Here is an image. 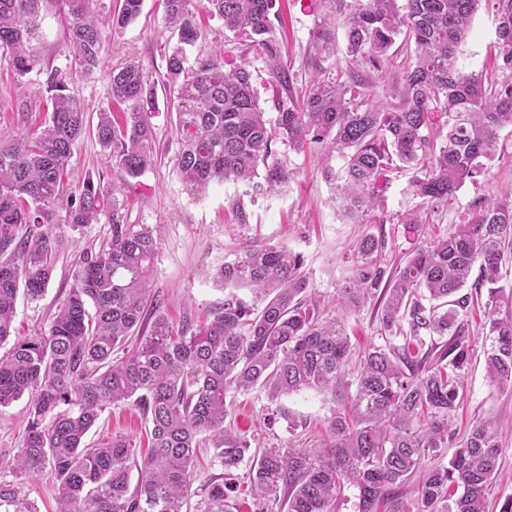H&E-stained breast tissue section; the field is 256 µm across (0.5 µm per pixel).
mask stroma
I'll return each mask as SVG.
<instances>
[{"instance_id": "35a3bbf8", "label": "stroma", "mask_w": 512, "mask_h": 512, "mask_svg": "<svg viewBox=\"0 0 512 512\" xmlns=\"http://www.w3.org/2000/svg\"><path fill=\"white\" fill-rule=\"evenodd\" d=\"M329 11L328 0H280L278 4V15L273 21L274 39L283 63L290 69L294 88H302L320 71L331 70L336 64L335 56L324 52L318 39L317 25ZM201 24L204 37L198 41V49L222 43L224 65L228 68L240 60H248L259 105L267 114H274L276 103L285 100L287 93L270 84L264 55L245 38L225 31L218 18L202 15ZM67 25V16L58 0H44L37 38L42 65L45 70L67 71L73 95L89 112H98L109 101L105 70L88 76L72 64L62 46ZM105 36L107 67L119 64L128 55H136L156 89L147 120L155 134L158 160L153 168L131 180L123 191V199L128 223L147 224L160 232L153 288L163 301L161 314L174 329L197 323L223 301V290L211 278L218 266L252 246L266 243L283 242L302 253L313 292L322 300L327 316H335L337 293L353 275L352 246L358 237L366 233L385 237L387 259L405 257L423 244L430 232H445L474 201L495 196L501 186L512 182V132L505 130L501 138L507 149L506 156L493 163L489 175L480 184L462 187L452 209L436 215L430 228L421 224L393 223L395 214L422 204L407 188L408 174L397 171L387 175L379 223L356 224L344 218L323 176L324 167H340V159L324 156L317 146L298 153L280 139L273 142L272 149L294 173L282 192L255 196L244 184L216 182L202 194H190L174 167L180 144L177 116L172 106L173 93L168 86L162 54L169 33L160 0H144L138 18L125 27L107 30ZM494 39L493 15L479 12L462 47L466 69L483 68L488 61L487 49ZM45 89L44 74H30L26 85L20 88L15 87L7 75L1 74L0 128L14 130L17 98L41 96ZM69 168L70 181L74 184L89 172L100 177L107 191L121 182L120 173L113 168L111 159L105 156L90 131L76 142ZM110 237L109 223L103 219L88 226L80 239H64L43 298L37 302L22 297L17 300L13 318L16 336H32L46 328L56 305L73 283L81 253L98 249ZM483 322V311L474 312L471 326L477 332V352L460 379L462 398L453 427L463 435L474 422L485 419L497 429L504 452L499 459L500 479L489 496V510L498 512L504 497L512 493V390L495 386L486 377L482 353L485 339L479 334ZM226 402L232 426L250 443L307 448L315 446L324 421L337 406L328 392L302 390L282 398L281 409L288 413V420H295L298 425L292 432L288 429V420L268 424V400L261 389L228 394ZM26 420L25 400L0 409V461H10L20 447ZM147 429L141 413L132 405L122 404L108 409L88 438L94 441L103 435L117 434L142 441Z\"/></svg>"}]
</instances>
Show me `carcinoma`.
<instances>
[{
	"instance_id": "obj_1",
	"label": "carcinoma",
	"mask_w": 512,
	"mask_h": 512,
	"mask_svg": "<svg viewBox=\"0 0 512 512\" xmlns=\"http://www.w3.org/2000/svg\"><path fill=\"white\" fill-rule=\"evenodd\" d=\"M41 2L0 0V55L16 86L42 72L35 47ZM59 2L68 16L65 47L86 74L102 66L105 24L126 25L142 5L122 0L109 18L101 0ZM161 2L177 33L165 52L181 137L175 166L191 194L216 180L246 182L256 195L283 190L293 172L272 150L281 138L296 151L319 144L343 160L338 169L325 167L324 176L343 214L359 224L376 223L386 173L412 172L409 190L423 199L422 211L402 213L397 223L430 224L464 185L489 175L502 151L500 132L512 129V0H333L319 38L329 49L326 27L342 25L344 56L296 100L277 102L273 120L257 102L247 62L225 68L224 48L215 45L188 67L186 47L202 37L204 10L264 52L270 82L290 86L273 38L277 0ZM483 8L496 20L493 66L468 72L461 47ZM401 36L411 65L392 81V101L383 102L358 71L387 68ZM108 77L109 98L126 112L117 122L100 108L94 133L126 184L155 161L146 119L155 92L134 57ZM46 86L51 112L42 126L19 135L0 131V346L12 336L19 291L37 301L51 281L62 236L48 227L81 235L99 223L107 198L91 175L69 183L72 149L90 118L67 93L64 72L50 71ZM118 193L112 187L110 241L82 253L47 330L0 354V407L28 397L21 447L8 472H0V512H39L25 480L46 467L57 512H230L231 481L250 443L224 425L226 397L257 385L271 403L329 389L340 406L319 446L257 454L248 474L254 512H336L345 484L355 490V512L381 505L386 512H487L502 454L488 421L473 423L448 462L425 472L413 504L403 501L401 488L455 439L458 379L473 347L469 315L481 301L488 378L512 388V186L474 203L444 235L393 268L383 263L384 238L357 240L353 277L336 305L350 313L374 302L383 344L355 364L342 320L324 316L303 256L283 244L251 247L218 267L213 279L228 294L205 322L176 331L159 315L149 335L114 358L144 330L159 245L156 229L127 223ZM243 289L253 303L239 296ZM121 404L151 422L145 456L129 436L85 444L103 412ZM201 448L213 449L221 479L197 483Z\"/></svg>"
}]
</instances>
